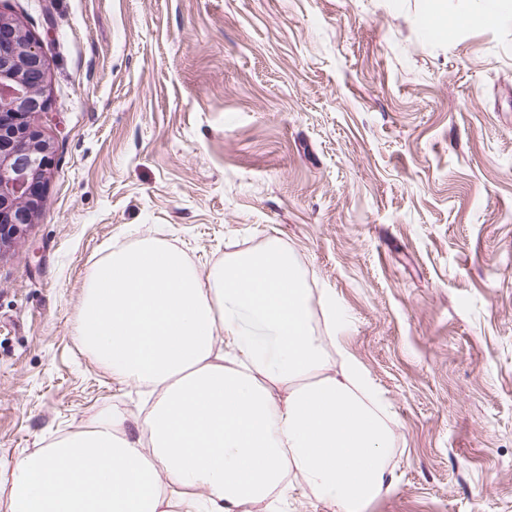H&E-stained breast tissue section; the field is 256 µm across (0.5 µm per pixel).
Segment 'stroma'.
Here are the masks:
<instances>
[{
	"label": "stroma",
	"instance_id": "stroma-1",
	"mask_svg": "<svg viewBox=\"0 0 512 512\" xmlns=\"http://www.w3.org/2000/svg\"><path fill=\"white\" fill-rule=\"evenodd\" d=\"M424 0H0L50 72L46 207L0 253V464L140 390L72 335L108 245L281 241L388 406L367 512H512V13Z\"/></svg>",
	"mask_w": 512,
	"mask_h": 512
}]
</instances>
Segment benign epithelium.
I'll return each instance as SVG.
<instances>
[{
  "label": "benign epithelium",
  "mask_w": 512,
  "mask_h": 512,
  "mask_svg": "<svg viewBox=\"0 0 512 512\" xmlns=\"http://www.w3.org/2000/svg\"><path fill=\"white\" fill-rule=\"evenodd\" d=\"M48 70L38 46L15 18L0 12V248L20 238L46 204L54 149L35 123L48 111Z\"/></svg>",
  "instance_id": "1"
}]
</instances>
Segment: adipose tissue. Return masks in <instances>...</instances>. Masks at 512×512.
<instances>
[{
  "label": "adipose tissue",
  "mask_w": 512,
  "mask_h": 512,
  "mask_svg": "<svg viewBox=\"0 0 512 512\" xmlns=\"http://www.w3.org/2000/svg\"><path fill=\"white\" fill-rule=\"evenodd\" d=\"M310 294L279 241L200 274L152 239L90 269L74 325L114 378L138 386V436L116 408L0 465L7 512H275L295 489L366 512L390 487L386 406L347 352L349 316Z\"/></svg>",
  "instance_id": "adipose-tissue-1"
}]
</instances>
